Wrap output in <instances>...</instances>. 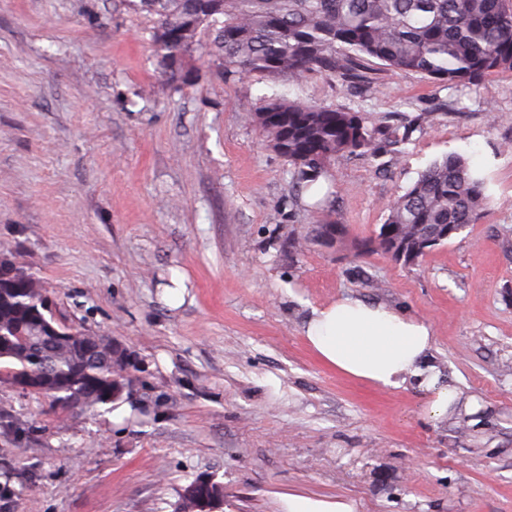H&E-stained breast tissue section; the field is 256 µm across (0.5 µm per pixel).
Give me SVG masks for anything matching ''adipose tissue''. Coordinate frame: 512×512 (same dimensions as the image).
Instances as JSON below:
<instances>
[{"label":"adipose tissue","mask_w":512,"mask_h":512,"mask_svg":"<svg viewBox=\"0 0 512 512\" xmlns=\"http://www.w3.org/2000/svg\"><path fill=\"white\" fill-rule=\"evenodd\" d=\"M303 334L315 354L344 376L386 390L417 379L427 395L425 411L430 416L473 411L429 366L433 332L423 321L383 304L341 296L312 309ZM279 502L282 512H358L355 501L341 497L288 493L280 495Z\"/></svg>","instance_id":"ef3b65f1"}]
</instances>
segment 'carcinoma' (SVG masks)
<instances>
[{"instance_id": "obj_1", "label": "carcinoma", "mask_w": 512, "mask_h": 512, "mask_svg": "<svg viewBox=\"0 0 512 512\" xmlns=\"http://www.w3.org/2000/svg\"><path fill=\"white\" fill-rule=\"evenodd\" d=\"M131 2L157 17V54L179 66L201 28H212L209 52L223 59L228 79L318 72L376 90L375 72L390 70L452 88L512 71V0H222L215 12L205 11L202 0ZM252 118L299 183L325 175L338 155L373 153L380 139L401 142L397 129L370 128L365 117L341 107L272 98ZM487 206L484 178L462 156L448 154L390 206L370 245L383 250L391 240L418 239L442 224H475ZM46 313L38 278L18 267L10 278L0 275V371L48 374L53 388L43 396L63 413L113 403L118 372L102 355L80 357L79 330L56 343L42 340L37 315Z\"/></svg>"}]
</instances>
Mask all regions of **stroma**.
<instances>
[{"instance_id": "1", "label": "stroma", "mask_w": 512, "mask_h": 512, "mask_svg": "<svg viewBox=\"0 0 512 512\" xmlns=\"http://www.w3.org/2000/svg\"><path fill=\"white\" fill-rule=\"evenodd\" d=\"M130 0H0V253L52 312L130 355L129 417L54 413L0 382L8 512H180L211 476L218 512H279L288 492L361 512H512V73L450 88L381 72L382 91L315 72L225 80L201 30L182 72ZM286 98L360 112L408 140L332 160L305 199L250 118ZM456 153L484 177L483 218L412 265L366 249L388 207ZM339 224L342 238L292 246ZM341 296L430 324L441 382L473 416L429 417L417 383L347 378L309 348ZM209 490V495L201 497L199 494L200 488ZM224 492L222 486L215 482L211 477L199 479L197 482L190 484L182 494L181 510L184 504H192V511L200 512H214L219 508L223 501Z\"/></svg>"}]
</instances>
